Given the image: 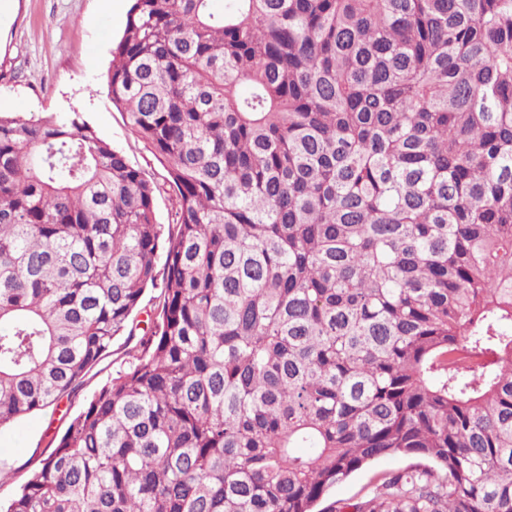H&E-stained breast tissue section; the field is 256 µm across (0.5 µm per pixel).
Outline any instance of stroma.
<instances>
[{
  "instance_id": "obj_1",
  "label": "stroma",
  "mask_w": 512,
  "mask_h": 512,
  "mask_svg": "<svg viewBox=\"0 0 512 512\" xmlns=\"http://www.w3.org/2000/svg\"><path fill=\"white\" fill-rule=\"evenodd\" d=\"M130 6V0H15L10 16L0 20V112L79 115L147 179L160 183L164 168L127 127L108 91L112 50ZM124 353L120 336L73 395L72 412H79L111 377ZM62 426L61 410L50 406L0 429V469L11 474L0 481V500L15 496L50 452V437ZM419 463L416 457L396 456L365 465L330 488L318 506L325 512L334 501L358 498L380 477Z\"/></svg>"
}]
</instances>
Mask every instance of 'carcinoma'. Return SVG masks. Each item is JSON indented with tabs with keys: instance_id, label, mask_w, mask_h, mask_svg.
Instances as JSON below:
<instances>
[{
	"instance_id": "cac0c4a2",
	"label": "carcinoma",
	"mask_w": 512,
	"mask_h": 512,
	"mask_svg": "<svg viewBox=\"0 0 512 512\" xmlns=\"http://www.w3.org/2000/svg\"><path fill=\"white\" fill-rule=\"evenodd\" d=\"M132 0L112 105L0 113V512H512V0ZM163 271H158V259ZM159 290L150 332L135 312ZM125 338L119 336L113 341L111 353L93 368L84 386L72 396L71 415L78 413L92 393L118 369L121 361L125 358ZM60 409L46 407L0 429V469L12 474L0 481V500L12 499L23 482L50 451L52 433L63 428ZM424 464H426L424 460L416 457L396 456L365 465L346 481L330 488L323 499L319 501L316 510L328 509L337 500L358 498L364 493L367 486L391 472Z\"/></svg>"
}]
</instances>
